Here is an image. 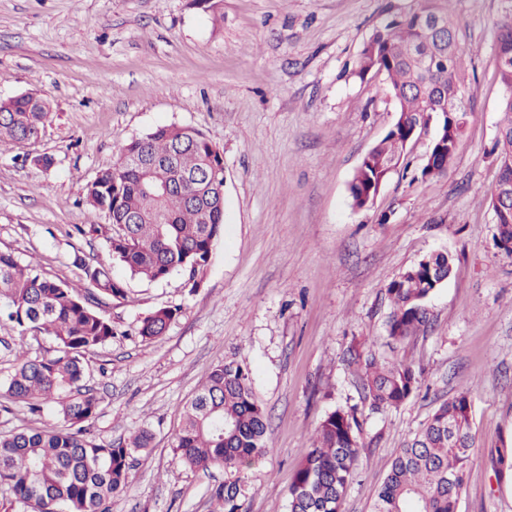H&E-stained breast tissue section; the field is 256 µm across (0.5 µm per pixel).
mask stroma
I'll return each mask as SVG.
<instances>
[{
  "instance_id": "35a3bbf8",
  "label": "stroma",
  "mask_w": 512,
  "mask_h": 512,
  "mask_svg": "<svg viewBox=\"0 0 512 512\" xmlns=\"http://www.w3.org/2000/svg\"><path fill=\"white\" fill-rule=\"evenodd\" d=\"M411 0H0V98L33 93L52 119L37 141H0V252L47 278L79 284L74 263H106L104 215L84 203L122 144L159 125L202 131L224 156V232L199 288L181 274L127 280L100 312L118 330L88 354L99 397L91 438L149 431L127 492L112 512H210L228 473L185 467L175 452L181 411L208 370L243 362L269 417L270 451L241 484L244 512H287L288 489L324 415L358 403L348 348L405 360L420 390L399 409L363 413L362 449L343 512H371L391 462L434 409L468 390L476 443L459 512H512V479L491 452L512 440V255L496 242L489 195L502 87L497 24L512 0H448L466 49L472 113L444 174L423 175L431 141L408 147L373 205L348 184L399 113L383 78L355 75L358 56L387 15ZM51 155L43 170L31 157ZM97 224L100 232L81 234ZM454 258L427 302L430 322L392 345L387 284L424 255ZM178 308L145 342L141 319ZM50 357L47 336L0 325V385L15 354ZM0 397V435L55 427Z\"/></svg>"
}]
</instances>
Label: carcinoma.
<instances>
[{
    "label": "carcinoma",
    "instance_id": "cac0c4a2",
    "mask_svg": "<svg viewBox=\"0 0 512 512\" xmlns=\"http://www.w3.org/2000/svg\"><path fill=\"white\" fill-rule=\"evenodd\" d=\"M445 0H416L405 13L376 26L361 50L355 71L360 80L383 75L396 100L399 122L362 159L349 183L357 207L375 195L392 170L404 165L409 134L432 125V168L443 173L455 155L467 123L464 50ZM496 73L503 88V114L495 148L494 190L512 189V12L498 23ZM52 115L49 101L22 94L0 99V141L37 139ZM201 171L224 184V157L203 133L175 124L158 126L121 146L117 160L87 186L85 204L109 221L106 246L131 278L159 281L179 273L195 289L221 237L224 204L203 214L182 194L161 186L174 170L168 164ZM133 155L146 166L127 168ZM497 236L512 241V213L495 212ZM454 259L432 253L404 270L386 287L392 311L388 335L396 345L427 323L426 301L448 280ZM89 287L57 283L30 263L0 252V321L22 335L49 336L56 354L41 359L21 351L3 397L22 402L33 413L49 405L60 425L23 429L0 436V488L11 495V512H111L112 499L129 487L135 455L149 449L142 431L129 440L97 443L87 437L99 400L85 381V355L112 341L117 329L91 304L87 292L125 296L124 280L104 264L74 258ZM178 308L147 314L138 328L144 341L161 336ZM361 403L373 412L398 408L420 388L415 369L403 361H382L373 349L352 351ZM268 419L255 398L249 369L237 360L209 369L183 407L176 452L192 470L222 468L236 478L211 489L213 512H244L240 481L270 451ZM475 444L468 392L440 403L417 436L401 450L377 493L372 512H459L471 450ZM356 408H336L320 422L288 491V512H342L344 496L360 455ZM498 475H512V445L495 449Z\"/></svg>",
    "mask_w": 512,
    "mask_h": 512
}]
</instances>
